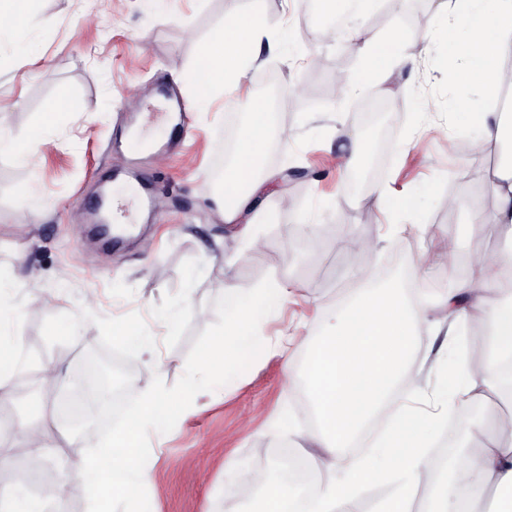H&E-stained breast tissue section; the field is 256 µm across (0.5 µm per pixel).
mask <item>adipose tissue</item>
<instances>
[{
    "mask_svg": "<svg viewBox=\"0 0 512 512\" xmlns=\"http://www.w3.org/2000/svg\"><path fill=\"white\" fill-rule=\"evenodd\" d=\"M436 35L448 39V75L482 89L483 99L461 101L456 124L479 128L482 141L449 139L463 156L494 143L504 150L503 175L495 186L499 210L492 229L512 228V112L493 111L499 99L501 53L512 47V0H448ZM266 33L261 7L236 15L201 46L193 67L194 103L207 107L240 77L251 49ZM273 133V112L264 100L246 114L236 150L224 168L221 217L237 223L249 195L261 187L259 174ZM512 238L495 262L474 258L456 287L416 305L401 282L368 284L342 300L333 327L309 339L299 372L313 419L312 436L322 448L311 480L270 479L240 468L237 478L256 487L246 512H356L361 493L373 483L388 487L376 512H409L418 490H425L424 512H474L477 502L495 492L492 512H512V444L483 450L472 463H459L440 478L432 459L449 413L479 403L486 389H500L503 363H512ZM440 310L445 328L430 368L434 383L410 379L418 351L419 323ZM483 324L486 339L468 351L463 336Z\"/></svg>",
    "mask_w": 512,
    "mask_h": 512,
    "instance_id": "obj_1",
    "label": "adipose tissue"
}]
</instances>
